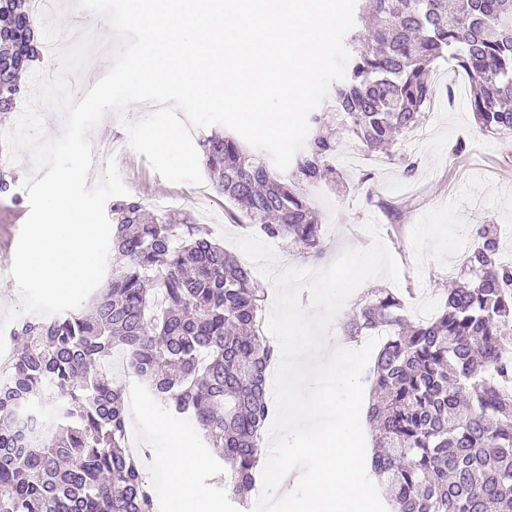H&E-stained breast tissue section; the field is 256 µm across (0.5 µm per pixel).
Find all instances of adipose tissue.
<instances>
[{
  "instance_id": "obj_1",
  "label": "adipose tissue",
  "mask_w": 512,
  "mask_h": 512,
  "mask_svg": "<svg viewBox=\"0 0 512 512\" xmlns=\"http://www.w3.org/2000/svg\"><path fill=\"white\" fill-rule=\"evenodd\" d=\"M172 446L167 451L171 482V512H199L204 495L196 482V473L202 462L189 441L178 433L170 435Z\"/></svg>"
}]
</instances>
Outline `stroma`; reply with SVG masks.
<instances>
[{
    "instance_id": "stroma-1",
    "label": "stroma",
    "mask_w": 512,
    "mask_h": 512,
    "mask_svg": "<svg viewBox=\"0 0 512 512\" xmlns=\"http://www.w3.org/2000/svg\"><path fill=\"white\" fill-rule=\"evenodd\" d=\"M444 98V87L436 86L421 139L414 143L403 138L401 157L391 160L370 154L357 140L341 139L339 150L361 156L362 164L337 163L338 182L306 189L309 205L322 226L324 251L302 254L284 241L275 250L270 262L273 275L292 267L322 270L346 249L357 244L369 246L371 237L364 224L368 219L376 220L382 242L402 268L401 282L395 287L384 277L367 281L345 302L342 314L336 315L331 335H343L360 297L375 288L394 287L410 320H417L423 309L437 312L448 292V270L459 265L477 225H499L501 248L512 256V180L504 177L505 172H512V133L483 132L473 118L468 98L450 106L445 105ZM460 140L467 149L453 154L452 148ZM407 159L416 164L409 176L403 173ZM115 163L129 197L146 205L155 198L178 197V210L207 225L232 254L240 252L237 238L254 231L250 219L223 196L197 204L193 184L166 181L134 150L116 155ZM10 170L14 175L11 188L0 193V267L7 268L12 265L21 230L13 218L29 210L24 188L25 179L33 173L29 153H22ZM138 395L137 402L127 405L129 431L151 451L144 469L156 494V512L170 510V484L156 479L157 474L169 472L162 459L166 441L155 431L159 420L180 431L205 461L196 475L205 491L204 512H243L242 506L228 500L219 487L223 459L206 447L192 422L170 417L147 387H140ZM141 405L148 409L142 416L136 413Z\"/></svg>"
}]
</instances>
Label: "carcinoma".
I'll use <instances>...</instances> for the list:
<instances>
[{
	"mask_svg": "<svg viewBox=\"0 0 512 512\" xmlns=\"http://www.w3.org/2000/svg\"><path fill=\"white\" fill-rule=\"evenodd\" d=\"M349 32L345 78L333 87L344 131L391 157L398 136L419 128L446 59L470 85V109L491 134L512 133V0H366ZM0 111L13 108L17 76L44 43L24 0H0ZM309 116L311 138L291 177L233 136L199 141L215 192L265 236L320 247L303 187L325 179L336 139ZM112 269L90 314L28 318L12 335L26 346L0 378V512H155L141 456L127 446L122 390L103 369L114 349L209 448L224 451V493L243 501L263 468L259 431L272 406L265 370L277 351L258 332L266 288L204 224L147 217L135 198L110 207ZM391 290L374 291L345 335L386 340L366 381L374 425L368 470L386 487L387 512H512V262L499 227L480 224L454 287L431 319L413 322ZM58 401L48 433L36 405Z\"/></svg>",
	"mask_w": 512,
	"mask_h": 512,
	"instance_id": "obj_1",
	"label": "carcinoma"
}]
</instances>
